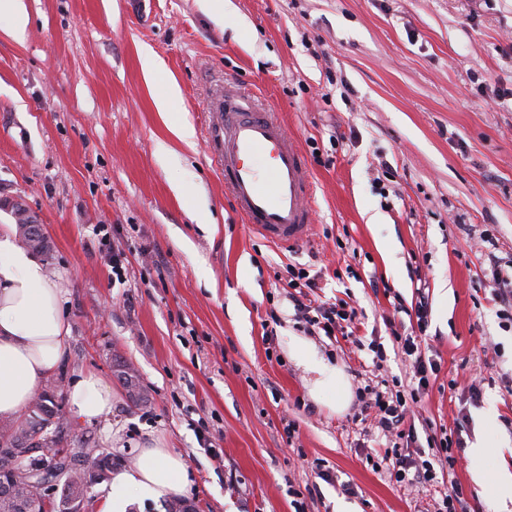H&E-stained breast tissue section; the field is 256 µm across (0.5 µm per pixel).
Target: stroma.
<instances>
[{"label":"stroma","instance_id":"35a3bbf8","mask_svg":"<svg viewBox=\"0 0 512 512\" xmlns=\"http://www.w3.org/2000/svg\"><path fill=\"white\" fill-rule=\"evenodd\" d=\"M230 3L223 16L206 0H18L21 31L0 10V224L14 223L17 201L51 241L45 265L70 326L56 377L92 373L116 396L108 419L80 421L86 439L126 461L155 440L181 454L194 512H295L298 499L304 512L340 500L422 512L425 488L368 464L386 439L373 419L353 422L359 400L339 413L311 398V374L288 356L304 325L275 272L300 263L320 272L325 298L350 296L359 337L385 348L386 380L407 372L387 326L394 304L411 305L423 282L421 345L441 371L417 409L459 439L470 512H512L487 495L512 472V332L492 307L490 272L491 258H512V98L498 97L512 89V0ZM146 46L180 108L158 111ZM227 82L278 113L308 161L315 229L293 250L244 224L224 187L207 105ZM181 122L193 146L171 133ZM99 224L119 229L113 245ZM374 278L388 291L373 292ZM314 343L352 388L370 383L356 371L371 354ZM118 358L146 405L130 400ZM478 439L491 448L480 460L469 453ZM317 459L336 483L315 478ZM115 371H117V376L123 385L128 389L132 402L137 405L147 404L148 397L140 392L139 380L131 365L124 360H119Z\"/></svg>","mask_w":512,"mask_h":512}]
</instances>
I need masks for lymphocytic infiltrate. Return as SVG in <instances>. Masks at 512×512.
I'll use <instances>...</instances> for the list:
<instances>
[{
	"label": "lymphocytic infiltrate",
	"mask_w": 512,
	"mask_h": 512,
	"mask_svg": "<svg viewBox=\"0 0 512 512\" xmlns=\"http://www.w3.org/2000/svg\"><path fill=\"white\" fill-rule=\"evenodd\" d=\"M288 286L292 290L290 299L297 315L305 324V329L312 334H321L328 339L348 336L357 330L359 324L358 310L346 300H320L317 276L311 275L309 269L296 264L285 267ZM429 296L424 290H417L414 307L408 309V316L414 317L416 323L409 332H394L393 338L405 361L413 369L412 381L402 388H379L365 386V400L362 410L372 416L390 443L376 451L373 463L375 469L383 470L390 482L396 485L417 483L423 486L434 485L435 467L455 468L458 459L453 452L451 437L427 433L419 437L415 425V408L423 391L428 389L430 379L438 375L441 366L434 358L426 356L417 342L420 334L428 328ZM428 445L437 452V463L420 460L421 445Z\"/></svg>",
	"instance_id": "obj_1"
}]
</instances>
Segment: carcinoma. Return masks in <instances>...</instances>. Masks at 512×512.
I'll return each instance as SVG.
<instances>
[{"label": "carcinoma", "mask_w": 512, "mask_h": 512, "mask_svg": "<svg viewBox=\"0 0 512 512\" xmlns=\"http://www.w3.org/2000/svg\"><path fill=\"white\" fill-rule=\"evenodd\" d=\"M16 217L17 233L23 245L34 252L50 254V241L30 238L24 230L25 217L19 212L16 213ZM117 376L128 389L133 403L147 404L148 397L140 392L138 377L129 363L124 360L118 361ZM63 403V390L60 389L58 381L50 380L22 417L13 421H0V445L17 449L15 455L0 451V477L7 478L8 473L20 464L30 466L38 462V459L32 457L19 460V455L26 449L37 446L52 451L58 447L66 431L72 428L70 424L63 428L59 423ZM79 463L80 458L77 456L63 457L57 463V469L62 471V486L71 491L80 489L81 471L77 469ZM39 489V483L28 481L12 487L7 493L0 490V512H26L29 498Z\"/></svg>", "instance_id": "1"}]
</instances>
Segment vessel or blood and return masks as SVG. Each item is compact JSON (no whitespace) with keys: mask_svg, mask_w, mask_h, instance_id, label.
<instances>
[{"mask_svg":"<svg viewBox=\"0 0 512 512\" xmlns=\"http://www.w3.org/2000/svg\"><path fill=\"white\" fill-rule=\"evenodd\" d=\"M210 133L237 212L270 242L292 248L312 233L313 178L297 139L237 92L211 99Z\"/></svg>","mask_w":512,"mask_h":512,"instance_id":"1","label":"vessel or blood"}]
</instances>
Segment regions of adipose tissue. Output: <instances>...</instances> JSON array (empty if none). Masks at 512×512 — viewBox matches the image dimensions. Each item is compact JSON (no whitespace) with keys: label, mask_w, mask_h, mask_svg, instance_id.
<instances>
[{"label":"adipose tissue","mask_w":512,"mask_h":512,"mask_svg":"<svg viewBox=\"0 0 512 512\" xmlns=\"http://www.w3.org/2000/svg\"><path fill=\"white\" fill-rule=\"evenodd\" d=\"M64 295L42 261L18 240L12 224L0 225V418H17L30 405L45 379L69 353L70 327L63 313ZM288 355L314 379V400L330 398L336 412L349 406L353 393L344 371L325 363L310 341L295 339ZM68 400L85 420L108 418L113 395L99 378L82 375L72 381ZM189 485L180 455L160 447L138 449L118 469L105 489L103 512H127L133 502L177 496Z\"/></svg>","instance_id":"obj_1"}]
</instances>
